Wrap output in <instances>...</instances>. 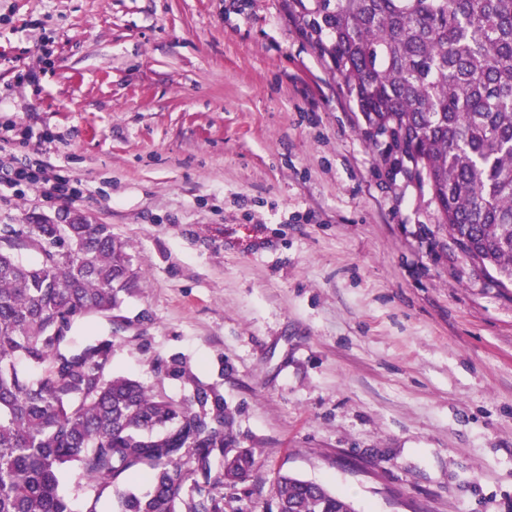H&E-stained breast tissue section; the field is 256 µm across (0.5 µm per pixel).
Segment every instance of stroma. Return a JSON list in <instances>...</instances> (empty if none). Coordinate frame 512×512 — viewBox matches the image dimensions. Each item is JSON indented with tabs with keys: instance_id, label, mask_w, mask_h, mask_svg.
Returning a JSON list of instances; mask_svg holds the SVG:
<instances>
[{
	"instance_id": "35a3bbf8",
	"label": "stroma",
	"mask_w": 512,
	"mask_h": 512,
	"mask_svg": "<svg viewBox=\"0 0 512 512\" xmlns=\"http://www.w3.org/2000/svg\"><path fill=\"white\" fill-rule=\"evenodd\" d=\"M365 129L281 0H0V147L29 174L0 173V227L125 243L130 288L79 330H111L112 375L223 396L256 461L224 512H275L283 473L356 512H512V287Z\"/></svg>"
}]
</instances>
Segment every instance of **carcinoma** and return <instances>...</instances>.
Instances as JSON below:
<instances>
[{
    "label": "carcinoma",
    "mask_w": 512,
    "mask_h": 512,
    "mask_svg": "<svg viewBox=\"0 0 512 512\" xmlns=\"http://www.w3.org/2000/svg\"><path fill=\"white\" fill-rule=\"evenodd\" d=\"M328 57L390 172L428 192L464 260L512 285V0H283ZM35 249L36 262L15 250ZM130 257L107 224L0 228V512H224L245 480L224 398L175 403L109 374L112 335H75L112 311ZM80 481L62 488L65 474ZM145 481L137 493L130 484ZM276 512H355L327 487L278 476Z\"/></svg>",
    "instance_id": "1"
}]
</instances>
